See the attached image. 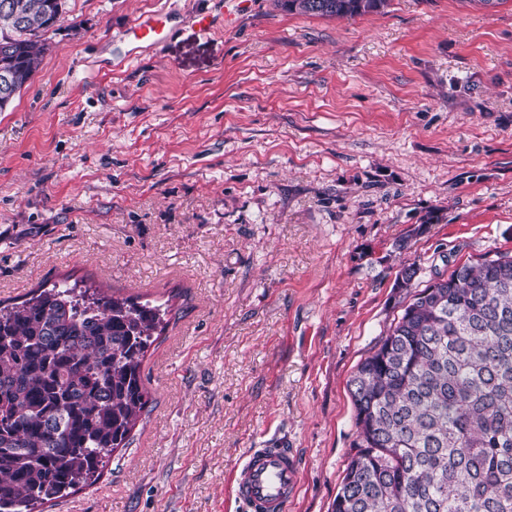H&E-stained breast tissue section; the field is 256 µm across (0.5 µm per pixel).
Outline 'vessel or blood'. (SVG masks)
Here are the masks:
<instances>
[{
    "label": "vessel or blood",
    "instance_id": "obj_1",
    "mask_svg": "<svg viewBox=\"0 0 512 512\" xmlns=\"http://www.w3.org/2000/svg\"><path fill=\"white\" fill-rule=\"evenodd\" d=\"M134 39L160 44L166 33L161 19L148 16L129 28ZM298 489V467L292 452L282 444L252 449L238 468L235 499L245 512H288Z\"/></svg>",
    "mask_w": 512,
    "mask_h": 512
}]
</instances>
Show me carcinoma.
<instances>
[{
  "label": "carcinoma",
  "instance_id": "carcinoma-1",
  "mask_svg": "<svg viewBox=\"0 0 512 512\" xmlns=\"http://www.w3.org/2000/svg\"><path fill=\"white\" fill-rule=\"evenodd\" d=\"M387 0H276L347 18ZM65 0H0V72L31 79ZM421 266L403 267L410 291ZM165 311L53 283L0 307V512L93 485L152 401L142 364ZM358 430L333 512H512V254L414 292L349 381Z\"/></svg>",
  "mask_w": 512,
  "mask_h": 512
}]
</instances>
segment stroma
<instances>
[{
  "label": "stroma",
  "instance_id": "stroma-1",
  "mask_svg": "<svg viewBox=\"0 0 512 512\" xmlns=\"http://www.w3.org/2000/svg\"><path fill=\"white\" fill-rule=\"evenodd\" d=\"M215 9L67 0L0 111V300L68 274L171 307L131 445L45 512H240L234 466L270 439L299 462L288 512H332L400 269L512 252V0H255L199 32ZM152 14L165 43L131 42ZM288 12L322 17L347 18L379 11L387 0H276Z\"/></svg>",
  "mask_w": 512,
  "mask_h": 512
}]
</instances>
